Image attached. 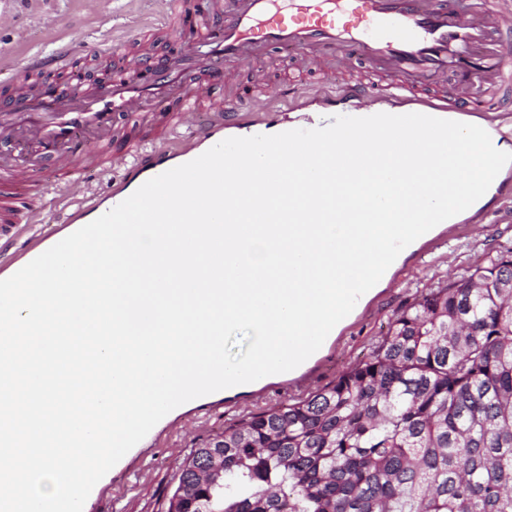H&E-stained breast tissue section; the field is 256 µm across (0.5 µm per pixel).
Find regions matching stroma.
<instances>
[{
  "instance_id": "35a3bbf8",
  "label": "stroma",
  "mask_w": 512,
  "mask_h": 512,
  "mask_svg": "<svg viewBox=\"0 0 512 512\" xmlns=\"http://www.w3.org/2000/svg\"><path fill=\"white\" fill-rule=\"evenodd\" d=\"M159 9L158 0H0V10L12 17L9 25L0 27V91H14V81L29 57L50 54L65 43L72 44L74 51L64 68L48 76L47 85H69L76 71L87 79L112 71L114 58L146 39L142 22ZM103 39L112 45L110 56L91 55V44ZM312 101L329 108L337 104L336 97L314 82L288 103L270 95L254 111L236 116L234 125L250 127ZM61 208L59 193L45 195L41 223L30 225L26 234L15 239H0V264L22 255L29 235L60 232ZM507 247H512V175L493 207L424 242L300 376L272 381L245 397L214 401L178 415L113 469L90 500L88 512H167L179 470L195 448L245 416L296 403L336 381L379 345L387 324L416 294Z\"/></svg>"
}]
</instances>
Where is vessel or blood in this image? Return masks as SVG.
I'll list each match as a JSON object with an SVG mask.
<instances>
[{
    "instance_id": "b4317fda",
    "label": "vessel or blood",
    "mask_w": 512,
    "mask_h": 512,
    "mask_svg": "<svg viewBox=\"0 0 512 512\" xmlns=\"http://www.w3.org/2000/svg\"><path fill=\"white\" fill-rule=\"evenodd\" d=\"M186 15L187 0H163L151 25L167 27ZM180 40L161 70H148L146 54L136 50L123 56L121 76L64 94L15 95L0 105L10 127L22 129L13 161L0 162V227L37 222L39 201L25 191L40 182L44 161L70 191L66 224L90 201L88 176L152 166L155 143L115 145V115L154 103L169 128L181 130L183 152L193 151L224 121L223 108L207 112L204 102L223 92L229 70L254 69L270 46L287 49L305 78H332L351 62H368L369 70L342 85L366 102L390 84L410 98H433L447 112H493L512 98V0H214ZM491 40L499 44L493 58L483 52ZM69 54L65 44L28 67L53 70ZM269 93L258 78L236 86L233 97L247 112Z\"/></svg>"
}]
</instances>
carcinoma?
<instances>
[{"instance_id":"cac0c4a2","label":"carcinoma","mask_w":512,"mask_h":512,"mask_svg":"<svg viewBox=\"0 0 512 512\" xmlns=\"http://www.w3.org/2000/svg\"><path fill=\"white\" fill-rule=\"evenodd\" d=\"M168 512H512V248L416 295L333 384L224 427Z\"/></svg>"}]
</instances>
